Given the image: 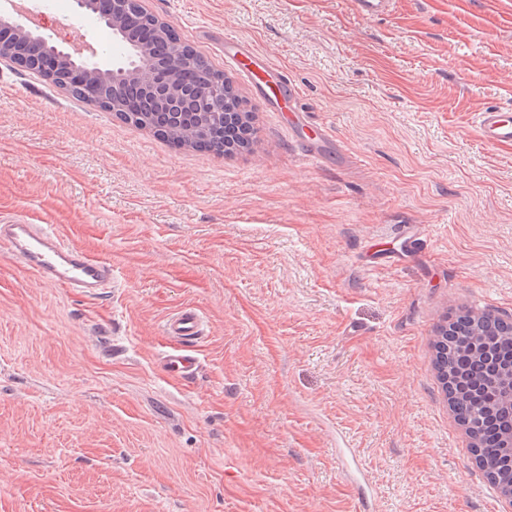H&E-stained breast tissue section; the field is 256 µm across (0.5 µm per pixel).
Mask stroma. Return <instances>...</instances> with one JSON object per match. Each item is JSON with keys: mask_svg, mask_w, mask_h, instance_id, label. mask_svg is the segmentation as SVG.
I'll return each mask as SVG.
<instances>
[{"mask_svg": "<svg viewBox=\"0 0 512 512\" xmlns=\"http://www.w3.org/2000/svg\"><path fill=\"white\" fill-rule=\"evenodd\" d=\"M253 114L178 150L0 60V224L112 266L97 299L0 249V512H505L454 419L437 329L512 316V0H144ZM283 70L350 159L307 157L224 60ZM195 307L200 366L168 376ZM510 108L494 107L480 112L477 125L481 138L493 146H512V113ZM204 330V323L195 309L184 308L170 317L164 324L163 333L181 344L165 357L164 367L173 377L185 379L198 367V358L190 349Z\"/></svg>", "mask_w": 512, "mask_h": 512, "instance_id": "obj_1", "label": "stroma"}]
</instances>
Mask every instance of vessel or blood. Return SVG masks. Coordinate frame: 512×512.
<instances>
[{
  "instance_id": "vessel-or-blood-1",
  "label": "vessel or blood",
  "mask_w": 512,
  "mask_h": 512,
  "mask_svg": "<svg viewBox=\"0 0 512 512\" xmlns=\"http://www.w3.org/2000/svg\"><path fill=\"white\" fill-rule=\"evenodd\" d=\"M224 58L279 109L288 113L291 126L303 124L300 113L290 111L296 92L285 73L273 66L250 43L233 37L224 38ZM477 125L481 138L493 146H512V110L494 107L480 112ZM0 246L18 256L44 282L69 289L72 293L96 297L112 285V268L84 248L66 242L50 224H32L19 218L0 225ZM204 323L195 309L185 308L170 317L163 333L178 341V348L166 356L164 367L173 377L187 378L198 367L191 345L203 333Z\"/></svg>"
}]
</instances>
